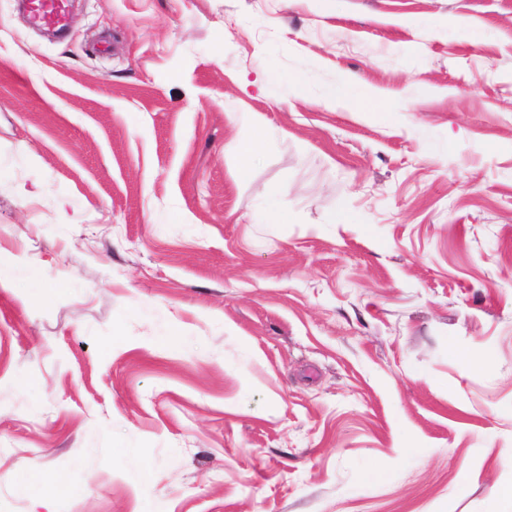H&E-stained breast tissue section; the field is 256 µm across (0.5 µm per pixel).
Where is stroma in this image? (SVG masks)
<instances>
[{
	"mask_svg": "<svg viewBox=\"0 0 512 512\" xmlns=\"http://www.w3.org/2000/svg\"><path fill=\"white\" fill-rule=\"evenodd\" d=\"M18 3L0 512H490L512 0H76L61 39ZM351 81L388 114L326 99ZM41 471L70 492L34 497ZM259 148V139L254 137L247 141H235L228 146V149L238 154L241 159V164L238 168V175L244 178L248 175L250 170V160Z\"/></svg>",
	"mask_w": 512,
	"mask_h": 512,
	"instance_id": "35a3bbf8",
	"label": "stroma"
}]
</instances>
